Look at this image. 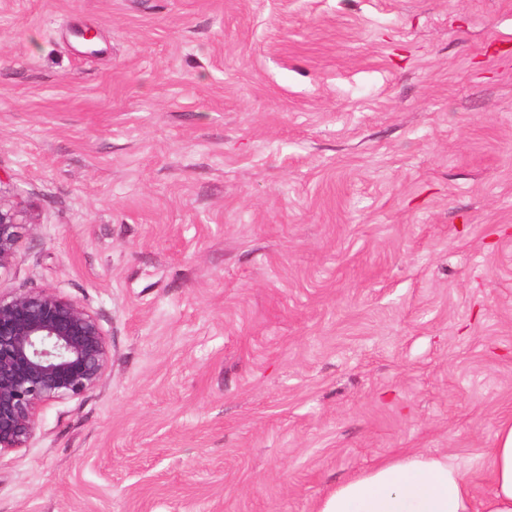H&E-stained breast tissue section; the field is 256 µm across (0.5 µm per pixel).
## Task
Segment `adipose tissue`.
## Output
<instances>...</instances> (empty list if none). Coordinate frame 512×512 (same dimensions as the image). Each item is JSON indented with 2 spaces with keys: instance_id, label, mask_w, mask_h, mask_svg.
<instances>
[{
  "instance_id": "obj_1",
  "label": "adipose tissue",
  "mask_w": 512,
  "mask_h": 512,
  "mask_svg": "<svg viewBox=\"0 0 512 512\" xmlns=\"http://www.w3.org/2000/svg\"><path fill=\"white\" fill-rule=\"evenodd\" d=\"M480 461L489 485L481 496L455 456L408 452L336 485L316 512H512V418Z\"/></svg>"
}]
</instances>
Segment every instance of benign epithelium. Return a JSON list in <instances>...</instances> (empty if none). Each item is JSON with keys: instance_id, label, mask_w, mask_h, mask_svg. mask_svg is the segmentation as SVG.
Listing matches in <instances>:
<instances>
[{"instance_id": "benign-epithelium-1", "label": "benign epithelium", "mask_w": 512, "mask_h": 512, "mask_svg": "<svg viewBox=\"0 0 512 512\" xmlns=\"http://www.w3.org/2000/svg\"><path fill=\"white\" fill-rule=\"evenodd\" d=\"M26 215L0 201V271L15 262ZM111 357L99 319L49 288L0 293V453L25 448L42 409L103 381Z\"/></svg>"}]
</instances>
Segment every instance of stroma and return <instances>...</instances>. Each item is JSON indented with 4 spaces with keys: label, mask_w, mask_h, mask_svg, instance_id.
I'll use <instances>...</instances> for the list:
<instances>
[{
    "label": "stroma",
    "mask_w": 512,
    "mask_h": 512,
    "mask_svg": "<svg viewBox=\"0 0 512 512\" xmlns=\"http://www.w3.org/2000/svg\"><path fill=\"white\" fill-rule=\"evenodd\" d=\"M0 200V290L111 349L0 455V512H315L408 450L487 491L512 0H0ZM26 215L17 206L0 200V275L15 262Z\"/></svg>",
    "instance_id": "1"
}]
</instances>
